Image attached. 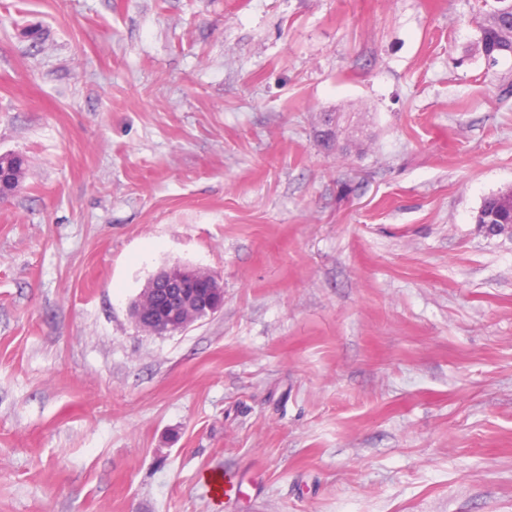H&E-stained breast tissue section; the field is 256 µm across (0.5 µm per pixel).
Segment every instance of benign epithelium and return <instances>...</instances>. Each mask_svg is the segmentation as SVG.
Segmentation results:
<instances>
[{"label":"benign epithelium","mask_w":512,"mask_h":512,"mask_svg":"<svg viewBox=\"0 0 512 512\" xmlns=\"http://www.w3.org/2000/svg\"><path fill=\"white\" fill-rule=\"evenodd\" d=\"M223 292L212 287L210 273L180 264L160 269L130 304V316L144 331L172 335L215 313Z\"/></svg>","instance_id":"1"}]
</instances>
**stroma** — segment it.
I'll use <instances>...</instances> for the list:
<instances>
[{"mask_svg":"<svg viewBox=\"0 0 512 512\" xmlns=\"http://www.w3.org/2000/svg\"><path fill=\"white\" fill-rule=\"evenodd\" d=\"M477 10L0 0V512H512V229L475 222L512 57ZM176 262L223 306L145 334Z\"/></svg>","mask_w":512,"mask_h":512,"instance_id":"35a3bbf8","label":"stroma"}]
</instances>
